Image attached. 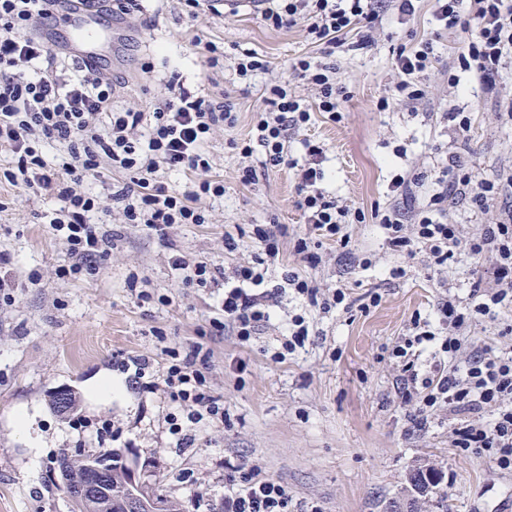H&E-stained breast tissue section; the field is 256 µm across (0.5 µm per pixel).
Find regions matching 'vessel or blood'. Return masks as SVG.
<instances>
[{
  "label": "vessel or blood",
  "instance_id": "vessel-or-blood-1",
  "mask_svg": "<svg viewBox=\"0 0 512 512\" xmlns=\"http://www.w3.org/2000/svg\"><path fill=\"white\" fill-rule=\"evenodd\" d=\"M53 14L54 26L69 30L64 43L69 56L94 73L111 69L112 59L101 48L104 34L98 28L99 19L94 10L83 7L78 0H57Z\"/></svg>",
  "mask_w": 512,
  "mask_h": 512
}]
</instances>
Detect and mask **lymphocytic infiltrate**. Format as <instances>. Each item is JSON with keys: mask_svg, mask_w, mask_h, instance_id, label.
<instances>
[{"mask_svg": "<svg viewBox=\"0 0 512 512\" xmlns=\"http://www.w3.org/2000/svg\"><path fill=\"white\" fill-rule=\"evenodd\" d=\"M46 3L0 0V148L10 154L0 178L59 201L48 224L67 246L69 259L56 269L64 280L97 273L99 259L112 250L111 233L94 220L103 201L115 205L122 223L145 225L160 236L175 224L207 223L203 202L223 196L224 183L211 176L206 145L217 127H234L237 115L231 96L218 100L190 90L176 76L168 80L165 96L155 101L152 111L115 105L114 75L63 72L66 54L46 40ZM391 6L404 15L415 11L413 0H267L261 13L264 23L275 29L301 25L305 39L319 46L320 53L296 58L287 76L266 85L253 142L242 147L243 156H251L259 146L265 151V166L288 164L289 131L305 127L316 110L339 119V102L347 93L336 82V52L348 44L356 50L371 47L381 15ZM433 18L439 26L461 32L450 62L451 85H458L457 75L464 72L494 86L500 68L512 64V0H434ZM354 30L360 31L359 40L347 42ZM437 59L431 38L400 48L392 99L407 105L424 99L427 90L421 78ZM296 79L311 88L314 101L296 95ZM47 145L59 147L55 161L46 160ZM305 148L308 159L296 186V205L319 237L348 246L347 227L362 214L323 188V145L309 142ZM163 169L189 172L193 179L185 189H177L161 180ZM112 172L124 174V182L106 181ZM424 178L421 172L393 177L395 202L375 214L388 249L404 258L426 252L429 266L439 269L464 255L488 264L490 280L487 286H474L470 303L453 296L441 300L437 320L412 316L410 334L390 351L399 368L396 393L408 406L412 424H422L444 408L458 415L454 447L473 449L511 473L512 356L500 353L493 341L472 340L470 332L477 321L497 320L502 309L512 306V209L467 233L463 225L448 221L449 208L461 199L473 212H489L503 193L500 180L475 174L453 155L436 176L437 190L427 203L403 208ZM92 180L101 181L102 193L87 191ZM251 239L261 254L247 265L225 269L183 255L172 261L184 286L223 285L222 315L211 321L216 331L228 327L240 342L257 340L272 308L288 293L326 313L346 306L343 289L319 287L294 272L270 283L268 263L279 256V241L263 224L254 225ZM431 343L436 346L435 360L424 372L419 358ZM119 366L132 371L141 389L173 402L166 423L179 450L195 447L201 425L223 421L224 403L207 384L209 356L202 345L191 344L183 353L169 350L159 371L153 359L143 356L120 361ZM290 499L287 486L256 465H232L224 473V512H288Z\"/></svg>", "mask_w": 512, "mask_h": 512, "instance_id": "f902f5d3", "label": "lymphocytic infiltrate"}]
</instances>
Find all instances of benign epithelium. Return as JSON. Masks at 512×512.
Masks as SVG:
<instances>
[{
    "label": "benign epithelium",
    "instance_id": "obj_1",
    "mask_svg": "<svg viewBox=\"0 0 512 512\" xmlns=\"http://www.w3.org/2000/svg\"><path fill=\"white\" fill-rule=\"evenodd\" d=\"M122 470L129 496L116 505L104 498V488L111 484L112 465L92 462L80 474L65 473L63 483L77 512H163L164 505L156 502L153 486L139 462L125 459Z\"/></svg>",
    "mask_w": 512,
    "mask_h": 512
}]
</instances>
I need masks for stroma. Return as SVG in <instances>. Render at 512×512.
I'll return each mask as SVG.
<instances>
[{"instance_id": "1", "label": "stroma", "mask_w": 512, "mask_h": 512, "mask_svg": "<svg viewBox=\"0 0 512 512\" xmlns=\"http://www.w3.org/2000/svg\"><path fill=\"white\" fill-rule=\"evenodd\" d=\"M147 26L129 22L132 34L119 51L124 64L117 103L149 110L165 90L171 73L202 92H229L237 103L235 127L220 128L206 146L211 174L224 183L223 197L208 201L206 224H176L160 239L140 224L120 223L99 213L115 236L110 255L94 275L59 280L55 270L66 253L63 240L44 222L56 199L0 186V246L18 261L16 275H41L39 284L15 289L12 305L0 307V512H71L58 489L56 460L62 453L88 455L99 442L74 430L70 422L108 419L122 436L108 448L145 465L151 482L179 499L185 512H220L224 500V462L253 463L285 484L290 512H304L319 500L324 512H386L408 488L411 469L430 465L443 474L447 512H512V473L497 470L473 451L452 447L455 419L440 412L420 430H411L393 384L397 375L387 349L407 335L414 314L435 315L448 294L469 299L470 286L487 281L485 268L459 257L451 267L428 270L427 258L394 256L373 219L375 209L393 201L392 177L400 172H438L449 155H459L473 171L489 178L512 175V66L501 71L493 90L464 74L458 89L448 86V62L455 32L437 29L432 0H417L410 16L384 14L371 48L340 52L337 78L348 97L335 122L317 112L305 129L292 133L288 149L304 161L303 139L326 148L323 188L365 220L350 226L348 248L323 241L317 265L300 260L294 242L308 226L295 204L296 170L263 168L262 152L251 163L258 181L241 182L237 146L249 139L266 84L287 74L293 60L312 52L300 27L274 30L260 15L225 17L216 0H205L190 17L182 0H143ZM436 40L440 60L424 82L427 97L410 106L381 107L398 78V48L421 38ZM224 50V69L208 68L206 43ZM251 50L270 63L268 72L242 87L233 66ZM467 113L471 128L458 139L450 115ZM277 223L287 234L269 267L272 280L287 272L323 288L347 289L352 307L324 314L285 295L260 339L240 343L232 331L208 335L218 291L183 286L171 258L185 254L220 266L250 260L252 250L224 251V234H250L253 225ZM370 258L369 268L358 261ZM402 275H395V268ZM380 295L371 306V295ZM306 313L314 336L305 348L282 362L273 361L289 315ZM202 341L210 349L208 382L224 400V421L202 428L196 448H173L165 417L167 398L124 383L111 404L93 405L87 380L104 372L121 377L114 358L145 355L163 361L167 347ZM77 400L64 413L53 406L56 391ZM34 418L48 443L33 452L14 432L18 410ZM193 471L195 491L178 481L181 469Z\"/></svg>"}]
</instances>
